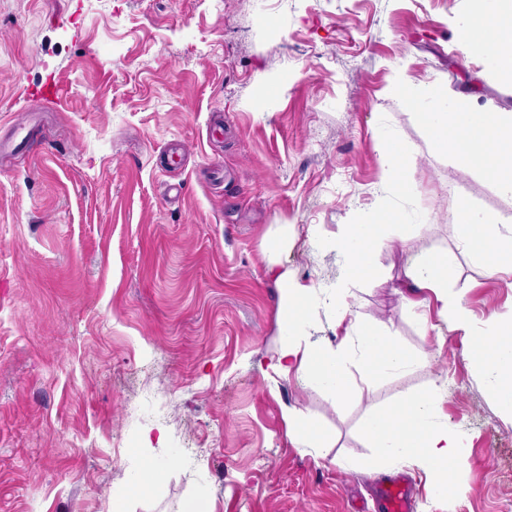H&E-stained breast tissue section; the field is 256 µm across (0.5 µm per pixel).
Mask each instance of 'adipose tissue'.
Instances as JSON below:
<instances>
[{"mask_svg":"<svg viewBox=\"0 0 512 512\" xmlns=\"http://www.w3.org/2000/svg\"><path fill=\"white\" fill-rule=\"evenodd\" d=\"M473 10L461 29L469 48L489 57L498 78L512 82V57L504 58L498 46L512 39V0H473ZM436 144L457 163L482 171L500 189L512 195V113L476 112L462 99H454L444 111L421 116ZM395 214L381 215L379 221L348 224L343 229L341 249L350 277L370 279L376 273L375 254L381 245L382 226L396 222ZM504 222L495 212L474 214L467 202L455 210L454 229L458 240L473 256L483 260L489 275L512 274V235L502 232ZM448 254L426 253L418 257L410 274L421 287L433 291L442 314L452 316L459 329L468 330L470 314L462 301L449 297ZM282 287L279 330L287 339L271 363L279 375L306 379L326 390L337 402L351 393L343 350L301 343L296 330L309 322L318 307L311 286L295 279L288 270L274 273ZM358 364L365 378L409 369L415 356L395 337L363 326L357 331ZM468 355L486 378L497 406L512 415V321L499 323L492 336H470ZM435 392L419 394L392 408L370 413L362 431L375 454L361 468L372 473L385 461L416 466L429 477L431 497L460 496L462 487L450 478L457 469L458 442L444 424H435Z\"/></svg>","mask_w":512,"mask_h":512,"instance_id":"ef3b65f1","label":"adipose tissue"}]
</instances>
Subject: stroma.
<instances>
[{"label":"stroma","mask_w":512,"mask_h":512,"mask_svg":"<svg viewBox=\"0 0 512 512\" xmlns=\"http://www.w3.org/2000/svg\"><path fill=\"white\" fill-rule=\"evenodd\" d=\"M471 8L0 0V512H355L396 474L414 512H512V416L406 277L422 253L450 254L472 333L512 318V275H488L453 226L462 199L512 218V195L438 149L420 115L440 99L394 89L406 77L512 113V85L460 38ZM49 77L56 99L29 101ZM385 139L410 152L409 192L384 174ZM386 210L399 220L376 277H347L344 225ZM273 263L320 302L302 340L350 359L343 405L267 368L285 341ZM336 290L415 364L364 379ZM443 381L464 495L430 497L401 463L363 472L365 417ZM286 408L328 447L291 441ZM149 469L162 480L131 494Z\"/></svg>","instance_id":"1"}]
</instances>
